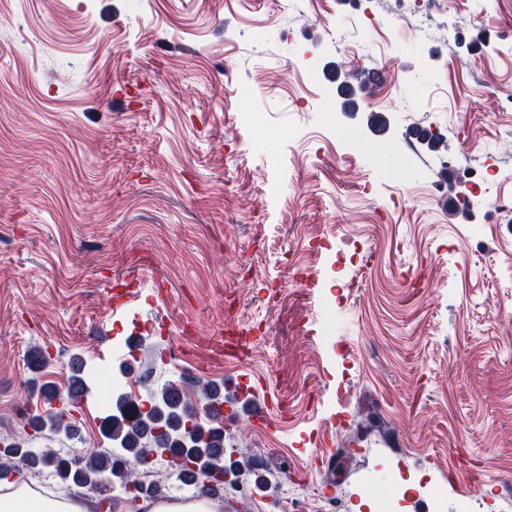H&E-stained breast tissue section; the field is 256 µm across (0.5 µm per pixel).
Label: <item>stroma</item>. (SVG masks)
Masks as SVG:
<instances>
[{
	"label": "stroma",
	"mask_w": 512,
	"mask_h": 512,
	"mask_svg": "<svg viewBox=\"0 0 512 512\" xmlns=\"http://www.w3.org/2000/svg\"><path fill=\"white\" fill-rule=\"evenodd\" d=\"M0 0V440L37 411L26 356L65 388L72 355L112 372L155 345L168 380L247 375L287 404L278 427L226 424L285 488L222 512H298L321 484L311 434L363 404L368 437L336 460V512H512V210L469 195L508 172L512 0ZM369 21L352 48L337 25ZM383 79L343 111L335 66ZM384 113L375 136L365 116ZM438 126L448 149L413 145ZM470 196V195H469ZM136 279L120 313L108 294ZM165 303L146 300L154 281ZM92 392L73 452L106 450ZM390 488L387 500L371 492ZM391 432L387 422L380 418H376L373 414L367 413L365 418H362L356 423L354 428H350L349 433L345 439V445L351 443L363 442L362 437H368L370 434L375 433L381 441Z\"/></svg>",
	"instance_id": "obj_1"
}]
</instances>
